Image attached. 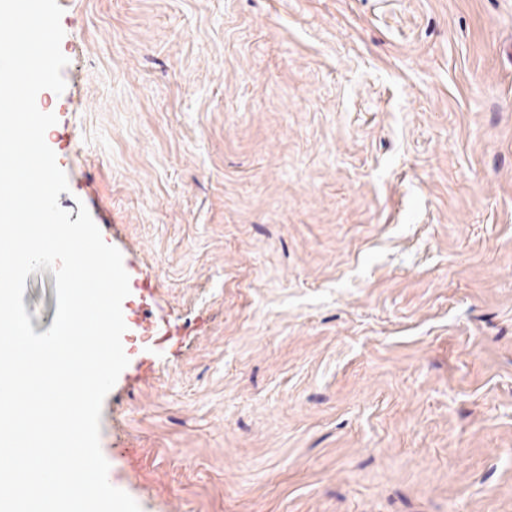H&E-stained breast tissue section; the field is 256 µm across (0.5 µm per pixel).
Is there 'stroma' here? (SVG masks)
<instances>
[{"label": "stroma", "instance_id": "35a3bbf8", "mask_svg": "<svg viewBox=\"0 0 512 512\" xmlns=\"http://www.w3.org/2000/svg\"><path fill=\"white\" fill-rule=\"evenodd\" d=\"M37 96L129 275L141 512H512V0H57ZM35 333L55 277L26 279Z\"/></svg>", "mask_w": 512, "mask_h": 512}]
</instances>
